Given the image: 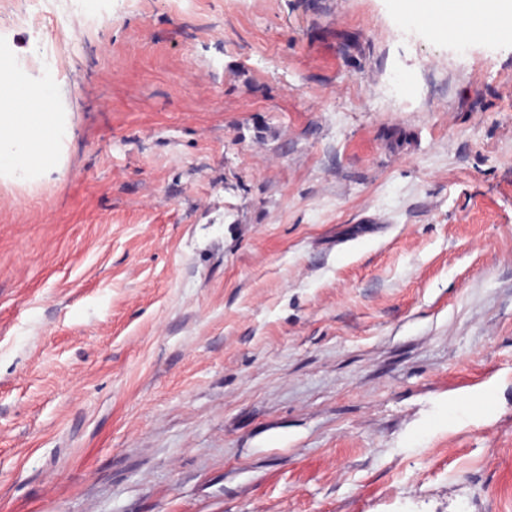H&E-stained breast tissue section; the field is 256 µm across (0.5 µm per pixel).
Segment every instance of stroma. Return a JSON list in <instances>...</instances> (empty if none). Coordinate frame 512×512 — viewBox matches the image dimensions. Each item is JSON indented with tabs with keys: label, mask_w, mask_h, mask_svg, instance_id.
<instances>
[{
	"label": "stroma",
	"mask_w": 512,
	"mask_h": 512,
	"mask_svg": "<svg viewBox=\"0 0 512 512\" xmlns=\"http://www.w3.org/2000/svg\"><path fill=\"white\" fill-rule=\"evenodd\" d=\"M0 0V512H512V43L398 0ZM403 1L401 13L402 22L406 25L424 28L439 38L458 42L465 35L481 37L474 24H467L466 30L457 28L450 15H458L451 5L440 9L434 2H448L439 0H399ZM36 97L29 93L18 92L17 98L0 104V166H7L18 173H25L32 168V157L36 149L44 150L41 139L48 131L56 133L54 141L62 136V129L55 121L54 112H46L44 102L54 103L58 89L53 83L38 87ZM41 108L42 112H35ZM37 120L41 129L35 132L31 123Z\"/></svg>",
	"instance_id": "35a3bbf8"
}]
</instances>
